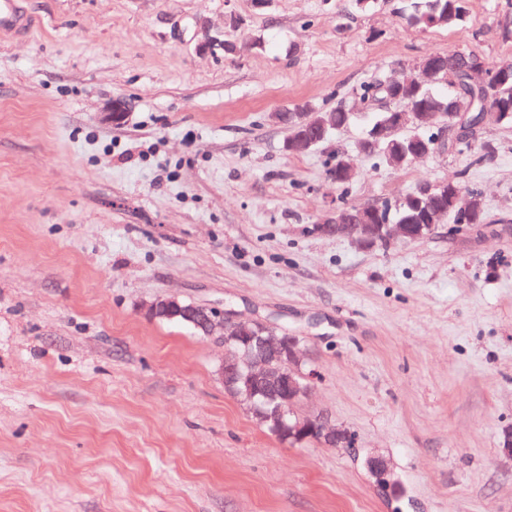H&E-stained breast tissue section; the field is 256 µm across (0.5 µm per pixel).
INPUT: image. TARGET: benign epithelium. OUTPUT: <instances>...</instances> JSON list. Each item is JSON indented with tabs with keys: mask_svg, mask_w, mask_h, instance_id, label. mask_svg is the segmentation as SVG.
Masks as SVG:
<instances>
[{
	"mask_svg": "<svg viewBox=\"0 0 512 512\" xmlns=\"http://www.w3.org/2000/svg\"><path fill=\"white\" fill-rule=\"evenodd\" d=\"M486 83H481L482 106L472 120L473 128H482L489 123L501 124L508 116L497 111V105L484 93ZM417 113L409 108L391 112L388 123L373 129L358 141L362 150L376 146L380 139L393 133L413 128ZM293 126L299 134L286 141V149L292 153L303 152L320 142L327 128L336 127L335 113L322 112L317 121H309L305 113H294ZM318 232L325 237L346 238L358 247L370 249L381 241L396 237L403 241H414L406 228L399 225L391 230L382 224H371L363 213L350 205H338L332 217L317 225ZM148 314L157 319L177 310L207 338H215L224 344L225 357L220 367L227 390L236 388L241 378L250 381V398L261 397L258 410L270 419L294 442L317 441L335 447L350 444V436L344 430L329 423L324 416L304 418L296 415L295 407L309 390V381L315 372H301L300 337L277 334L274 327L259 319H236L217 309L197 303L182 304L174 296H158L147 306Z\"/></svg>",
	"mask_w": 512,
	"mask_h": 512,
	"instance_id": "obj_1",
	"label": "benign epithelium"
}]
</instances>
